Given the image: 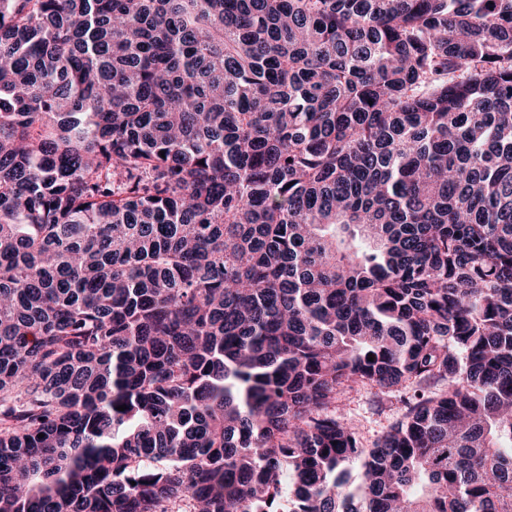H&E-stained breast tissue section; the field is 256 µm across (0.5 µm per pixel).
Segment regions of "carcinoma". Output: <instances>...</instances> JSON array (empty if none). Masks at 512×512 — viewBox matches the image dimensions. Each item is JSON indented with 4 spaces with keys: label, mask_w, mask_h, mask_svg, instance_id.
Returning a JSON list of instances; mask_svg holds the SVG:
<instances>
[{
    "label": "carcinoma",
    "mask_w": 512,
    "mask_h": 512,
    "mask_svg": "<svg viewBox=\"0 0 512 512\" xmlns=\"http://www.w3.org/2000/svg\"><path fill=\"white\" fill-rule=\"evenodd\" d=\"M285 495L512 512V0H0V512ZM408 391L356 385L337 395L336 414H345L356 425L365 447L373 444L399 421L403 413L401 396Z\"/></svg>",
    "instance_id": "cac0c4a2"
}]
</instances>
